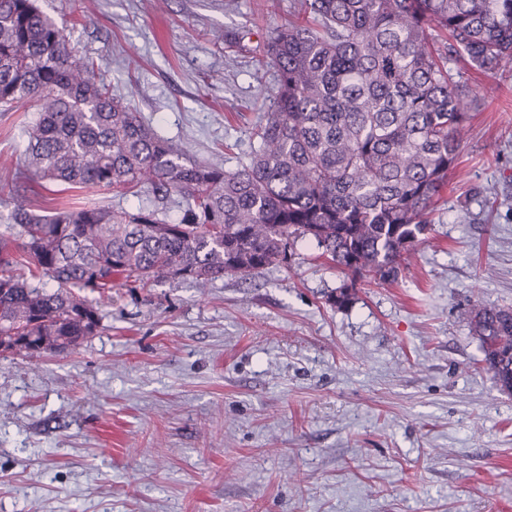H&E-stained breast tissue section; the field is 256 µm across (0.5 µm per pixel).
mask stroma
Listing matches in <instances>:
<instances>
[{"instance_id":"35a3bbf8","label":"stroma","mask_w":512,"mask_h":512,"mask_svg":"<svg viewBox=\"0 0 512 512\" xmlns=\"http://www.w3.org/2000/svg\"><path fill=\"white\" fill-rule=\"evenodd\" d=\"M114 91L200 160L247 162L276 95L255 60L300 0H37ZM458 166L392 283L305 242L287 266L88 294L40 365L0 354V512H512V394L465 311L512 306V71L465 70ZM34 103L0 112V234ZM115 209L177 199L79 192Z\"/></svg>"}]
</instances>
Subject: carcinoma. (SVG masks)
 I'll list each match as a JSON object with an SVG mask.
<instances>
[{"label":"carcinoma","instance_id":"carcinoma-1","mask_svg":"<svg viewBox=\"0 0 512 512\" xmlns=\"http://www.w3.org/2000/svg\"><path fill=\"white\" fill-rule=\"evenodd\" d=\"M261 67L278 93L249 161L235 169L189 157L112 93L105 70L79 55L35 0H0V106L32 100L22 175L70 189L176 195L167 221L83 203L40 215L10 191L17 244L42 282L0 259V345L41 358L93 334L98 315L73 289L105 294L112 279L151 288L207 287L227 273L288 264L309 241L342 273L395 281L457 165L469 102L461 72L512 64V0H302ZM482 362L512 386V309L468 315Z\"/></svg>","mask_w":512,"mask_h":512}]
</instances>
